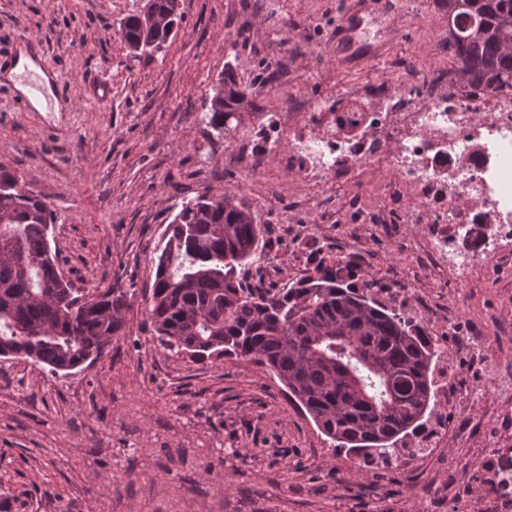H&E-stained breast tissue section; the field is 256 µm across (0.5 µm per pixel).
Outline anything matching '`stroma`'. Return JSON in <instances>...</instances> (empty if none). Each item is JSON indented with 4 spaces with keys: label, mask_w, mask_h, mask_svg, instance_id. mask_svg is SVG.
I'll return each instance as SVG.
<instances>
[{
    "label": "stroma",
    "mask_w": 512,
    "mask_h": 512,
    "mask_svg": "<svg viewBox=\"0 0 512 512\" xmlns=\"http://www.w3.org/2000/svg\"><path fill=\"white\" fill-rule=\"evenodd\" d=\"M145 0H0V43L29 31L44 73L68 94L59 111H19L21 94L0 80V163L47 195L51 246L80 293L128 288L126 328L105 355L67 375L0 359V512H467L480 493L465 462L488 446L512 448V277L478 269L463 284L429 271L423 233L392 236L365 224L359 236L336 211L369 190L372 175L311 185L281 168L280 134L241 176L231 146L261 114L304 111L396 75L454 68L442 48L448 14L437 0H377L369 38L385 57L344 68L332 33L346 0H182L184 20L164 49L133 56L120 20ZM233 68L251 102L230 131L203 114L213 85ZM111 86L102 105L88 83ZM227 196L266 224V239L296 252L291 208L306 207L322 258L356 254L370 273L414 282L411 303L377 299L413 323L428 321L439 369L472 354L493 359L495 378L473 398L437 395L391 466L359 462L334 447L265 366L224 356L196 362L164 350L145 298L155 249L183 201ZM464 300L470 330L448 335L443 319Z\"/></svg>",
    "instance_id": "stroma-1"
}]
</instances>
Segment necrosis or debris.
<instances>
[{
	"mask_svg": "<svg viewBox=\"0 0 512 512\" xmlns=\"http://www.w3.org/2000/svg\"><path fill=\"white\" fill-rule=\"evenodd\" d=\"M283 132L291 148L281 162L305 181L343 183L358 170L379 171L352 206L357 223L421 226L434 270L462 280L512 251L511 85L489 89L430 68L313 105L286 126L269 117L235 149L263 155ZM505 454L493 448L476 462L484 493L472 512H512V497L492 478Z\"/></svg>",
	"mask_w": 512,
	"mask_h": 512,
	"instance_id": "necrosis-or-debris-1",
	"label": "necrosis or debris"
}]
</instances>
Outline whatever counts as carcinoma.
<instances>
[{
    "mask_svg": "<svg viewBox=\"0 0 512 512\" xmlns=\"http://www.w3.org/2000/svg\"><path fill=\"white\" fill-rule=\"evenodd\" d=\"M448 10V44L463 78L495 88L512 76V0H437ZM119 23L135 52L158 51L177 33L176 0H152ZM204 114L216 131L248 105L233 70L218 79ZM55 210L21 188L0 164V357L30 359L56 375L97 360L98 345L123 335L129 291L115 283L91 299L77 294L52 253ZM264 224L229 198L183 202L154 258L147 305L160 346L202 362L224 355L267 367L340 448L371 459L431 412L438 344L402 314L356 287L367 274L354 258L322 260L285 288L248 279L260 266Z\"/></svg>",
    "mask_w": 512,
    "mask_h": 512,
    "instance_id": "1",
    "label": "carcinoma"
}]
</instances>
